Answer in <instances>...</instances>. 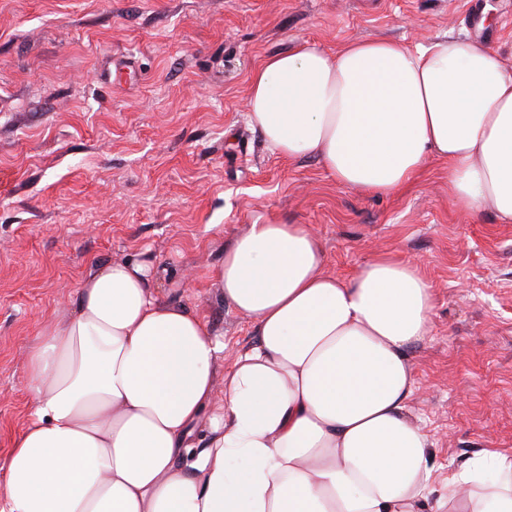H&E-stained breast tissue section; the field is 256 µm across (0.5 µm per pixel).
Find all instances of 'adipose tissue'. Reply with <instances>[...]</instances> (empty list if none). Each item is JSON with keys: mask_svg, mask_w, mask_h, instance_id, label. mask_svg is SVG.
<instances>
[{"mask_svg": "<svg viewBox=\"0 0 512 512\" xmlns=\"http://www.w3.org/2000/svg\"><path fill=\"white\" fill-rule=\"evenodd\" d=\"M246 109L275 153L340 187L393 195L435 157L461 208L512 221V72L484 42L303 40L253 69ZM324 263L304 224H253L225 249L214 279L255 340L220 405L207 320L161 299L143 262L89 270L31 344L0 512H512L497 448L435 493L407 406L434 308L418 266L376 255L339 279Z\"/></svg>", "mask_w": 512, "mask_h": 512, "instance_id": "obj_1", "label": "adipose tissue"}]
</instances>
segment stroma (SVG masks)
<instances>
[{
    "label": "stroma",
    "instance_id": "stroma-1",
    "mask_svg": "<svg viewBox=\"0 0 512 512\" xmlns=\"http://www.w3.org/2000/svg\"><path fill=\"white\" fill-rule=\"evenodd\" d=\"M475 37L512 69V0H0V486L33 402L28 350L94 266L139 258L205 316L229 369L255 339L212 273L253 224H305L326 273L388 253L434 290L409 351L439 484L512 449V222L461 209L431 160L403 192L336 185L248 123L249 76L302 40Z\"/></svg>",
    "mask_w": 512,
    "mask_h": 512
}]
</instances>
